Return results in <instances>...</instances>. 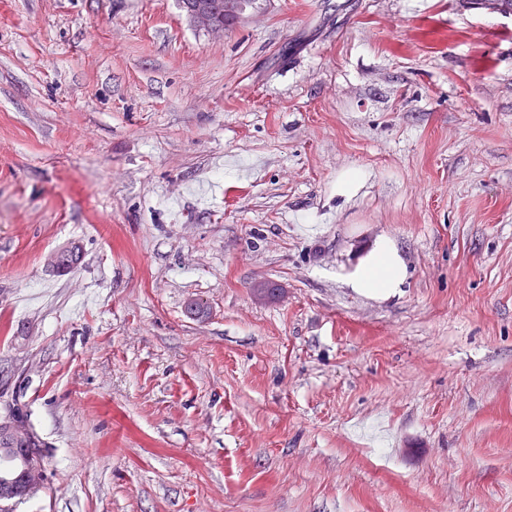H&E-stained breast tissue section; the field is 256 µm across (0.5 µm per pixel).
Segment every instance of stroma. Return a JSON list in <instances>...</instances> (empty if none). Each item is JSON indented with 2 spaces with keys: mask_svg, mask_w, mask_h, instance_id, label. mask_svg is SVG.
<instances>
[{
  "mask_svg": "<svg viewBox=\"0 0 512 512\" xmlns=\"http://www.w3.org/2000/svg\"><path fill=\"white\" fill-rule=\"evenodd\" d=\"M13 407L12 512H512V10L0 0ZM188 2L194 5L203 3L209 8L215 22L225 26L230 25L236 18L233 10L235 5L240 2L248 4L249 0H190ZM213 19L207 13L197 12L195 14V21L199 25L211 29L213 32H224V26L217 25L214 23ZM401 282V268L396 253L383 245L359 272L355 287L370 292H388ZM23 422L24 418L19 414L12 412L0 420V448H38L36 453L29 452L31 459H26L27 451L20 450L17 452L8 451L1 454L0 450V479L1 477L16 478L21 475L22 469L26 463L35 465L42 470V453L40 448L43 447L42 441L37 434L28 427L30 433L26 438H16V427H27Z\"/></svg>",
  "mask_w": 512,
  "mask_h": 512,
  "instance_id": "obj_1",
  "label": "stroma"
}]
</instances>
